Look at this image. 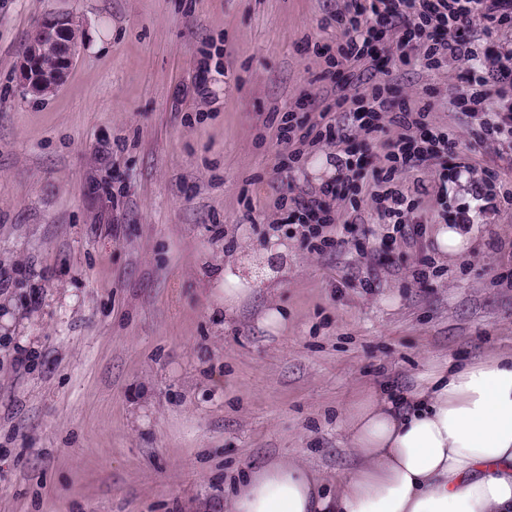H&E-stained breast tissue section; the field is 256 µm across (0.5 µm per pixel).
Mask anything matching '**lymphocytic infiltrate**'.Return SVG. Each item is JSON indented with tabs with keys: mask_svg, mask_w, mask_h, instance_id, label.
<instances>
[{
	"mask_svg": "<svg viewBox=\"0 0 512 512\" xmlns=\"http://www.w3.org/2000/svg\"><path fill=\"white\" fill-rule=\"evenodd\" d=\"M332 19L338 36L319 53L342 74L338 94L323 106L322 126L301 133L291 123L281 133L302 149L334 144L329 162L336 176L317 187L289 186L278 203L304 227L306 239H315L351 186L363 180L378 222L413 243L416 198L431 190L447 194L475 168L462 161L452 133L428 129L431 102L399 97L391 82L363 86L362 75L379 64L390 75L403 67L437 71L452 60L468 61L462 91L451 104H466L480 117L477 146L512 137V45L504 39L512 31V0H345ZM388 123L398 127L397 136L377 142ZM437 161L448 173L430 187L417 174ZM405 172L414 173L412 184H394L395 174Z\"/></svg>",
	"mask_w": 512,
	"mask_h": 512,
	"instance_id": "obj_1",
	"label": "lymphocytic infiltrate"
}]
</instances>
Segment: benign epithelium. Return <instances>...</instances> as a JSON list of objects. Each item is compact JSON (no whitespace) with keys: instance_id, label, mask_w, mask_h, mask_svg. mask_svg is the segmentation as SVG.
I'll return each mask as SVG.
<instances>
[{"instance_id":"benign-epithelium-1","label":"benign epithelium","mask_w":512,"mask_h":512,"mask_svg":"<svg viewBox=\"0 0 512 512\" xmlns=\"http://www.w3.org/2000/svg\"><path fill=\"white\" fill-rule=\"evenodd\" d=\"M70 26L69 16L56 14L42 22L32 39L29 50L19 69L20 82L33 95H46L58 88L65 78L66 69L75 55V47L64 40V32ZM58 55L59 65L51 73L39 68L41 56Z\"/></svg>"}]
</instances>
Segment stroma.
<instances>
[{"mask_svg":"<svg viewBox=\"0 0 512 512\" xmlns=\"http://www.w3.org/2000/svg\"><path fill=\"white\" fill-rule=\"evenodd\" d=\"M342 6L0 0V512H224L277 459L330 492L363 389L411 388L431 357L512 351V206L479 215L475 251L451 260L434 233L475 208L466 186L426 197L415 245L384 224L343 230L370 210L363 188L322 251L277 204L282 171L301 185L335 173L332 145L297 157L280 128L319 122L332 83L318 48ZM54 12L78 49L36 97L18 65ZM466 67L395 81L437 92L431 126L512 190V143L474 150L476 118L448 103ZM228 270L248 289L231 305ZM272 307L284 329L262 324Z\"/></svg>","mask_w":512,"mask_h":512,"instance_id":"stroma-1","label":"stroma"}]
</instances>
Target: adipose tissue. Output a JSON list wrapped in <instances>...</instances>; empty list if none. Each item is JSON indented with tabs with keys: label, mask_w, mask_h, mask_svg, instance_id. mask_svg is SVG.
Instances as JSON below:
<instances>
[{
	"label": "adipose tissue",
	"mask_w": 512,
	"mask_h": 512,
	"mask_svg": "<svg viewBox=\"0 0 512 512\" xmlns=\"http://www.w3.org/2000/svg\"><path fill=\"white\" fill-rule=\"evenodd\" d=\"M342 429L354 462L335 493L308 466L273 461L228 512H512V353L430 360L408 394H362Z\"/></svg>",
	"instance_id": "adipose-tissue-1"
}]
</instances>
